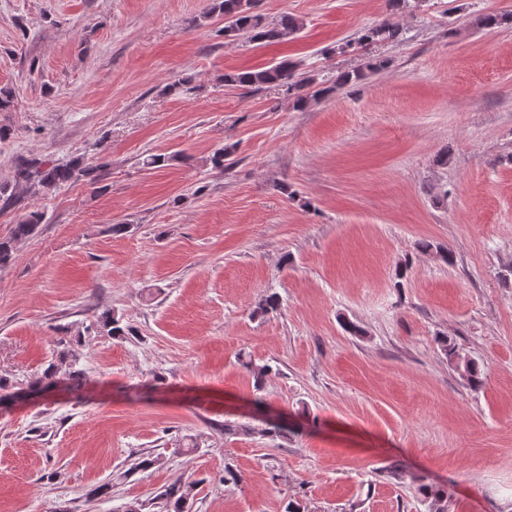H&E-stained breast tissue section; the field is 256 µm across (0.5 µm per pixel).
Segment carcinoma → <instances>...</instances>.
I'll use <instances>...</instances> for the list:
<instances>
[{
  "instance_id": "1",
  "label": "carcinoma",
  "mask_w": 512,
  "mask_h": 512,
  "mask_svg": "<svg viewBox=\"0 0 512 512\" xmlns=\"http://www.w3.org/2000/svg\"><path fill=\"white\" fill-rule=\"evenodd\" d=\"M257 0H213L208 12L224 15V37L240 39L258 46L280 43L295 38L304 29V22L294 16L285 15L277 23L264 22L261 14L255 11ZM507 19L505 15L487 13L478 16L473 26L480 29H492ZM401 34L400 28L385 21L364 28L358 37V44L371 47L383 42L394 41ZM387 61L371 58L361 68L341 75L340 84L366 79L370 74L382 69ZM298 64L289 58L268 66L226 72L222 77L224 85L241 89L245 92L262 87H282L292 100V106L304 107L310 99L328 92L325 87L315 85V79L297 73ZM103 165H92L85 157L77 156L66 161L29 159L19 163L15 182L25 187L33 196L49 195L62 186L85 179L94 185L101 181ZM44 215L31 211L17 224L13 225L10 235L0 239V267L10 263L18 243L30 238L43 222ZM88 332L103 333L112 338L123 339L133 335L132 329L122 323V318L113 310L104 308L96 312L94 320L85 327ZM462 376L474 389L483 384V374L477 362L467 359L457 363ZM63 371L55 364H50L41 376L28 384L26 392L46 391L59 383L58 374ZM69 380V390L77 397L83 393V376L81 369H69L65 372ZM197 482L180 477L161 488L152 499L158 512H186ZM418 492L423 501L428 503L429 512H448V495L441 489L427 484L418 485Z\"/></svg>"
}]
</instances>
